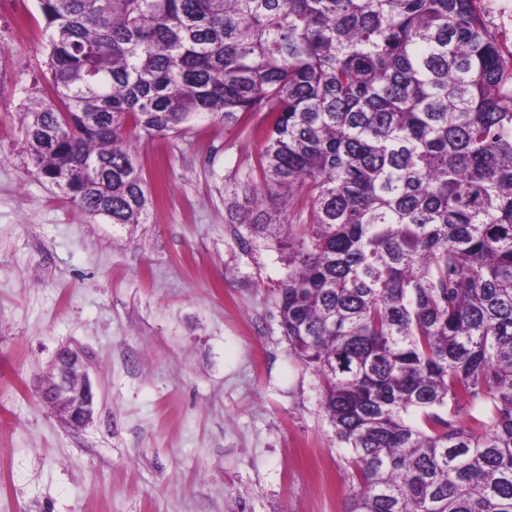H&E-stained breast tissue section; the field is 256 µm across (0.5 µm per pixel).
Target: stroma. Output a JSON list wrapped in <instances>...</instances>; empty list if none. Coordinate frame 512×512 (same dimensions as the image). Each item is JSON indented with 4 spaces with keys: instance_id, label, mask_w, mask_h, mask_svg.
I'll use <instances>...</instances> for the list:
<instances>
[{
    "instance_id": "stroma-1",
    "label": "stroma",
    "mask_w": 512,
    "mask_h": 512,
    "mask_svg": "<svg viewBox=\"0 0 512 512\" xmlns=\"http://www.w3.org/2000/svg\"><path fill=\"white\" fill-rule=\"evenodd\" d=\"M22 15L37 0H0V512H344L347 453L269 295L281 256L228 221L255 117L140 136L150 223L90 220L27 164L19 103L49 74ZM64 346L98 397L79 433L39 398Z\"/></svg>"
}]
</instances>
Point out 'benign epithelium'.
<instances>
[{"label": "benign epithelium", "instance_id": "1", "mask_svg": "<svg viewBox=\"0 0 512 512\" xmlns=\"http://www.w3.org/2000/svg\"><path fill=\"white\" fill-rule=\"evenodd\" d=\"M69 428L80 430L93 419L96 395L88 379L84 356L68 347L55 356L41 392Z\"/></svg>", "mask_w": 512, "mask_h": 512}]
</instances>
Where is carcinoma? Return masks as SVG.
<instances>
[{"mask_svg": "<svg viewBox=\"0 0 512 512\" xmlns=\"http://www.w3.org/2000/svg\"><path fill=\"white\" fill-rule=\"evenodd\" d=\"M482 2L38 0L29 162L84 216L150 223L140 133L259 117L230 223L283 255L345 512H512V49Z\"/></svg>", "mask_w": 512, "mask_h": 512, "instance_id": "carcinoma-1", "label": "carcinoma"}]
</instances>
